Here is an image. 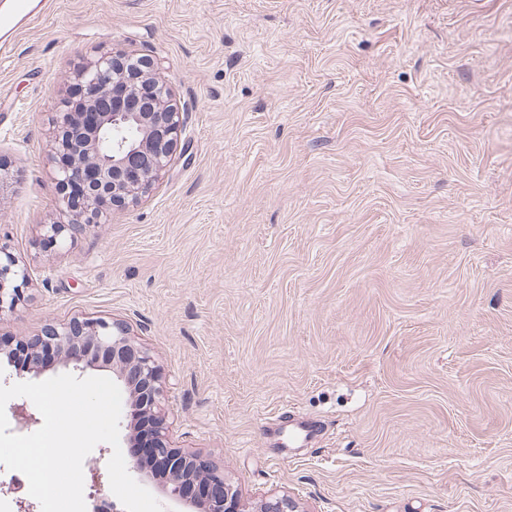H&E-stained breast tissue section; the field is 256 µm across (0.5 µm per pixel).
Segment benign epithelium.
I'll return each mask as SVG.
<instances>
[{"mask_svg":"<svg viewBox=\"0 0 512 512\" xmlns=\"http://www.w3.org/2000/svg\"><path fill=\"white\" fill-rule=\"evenodd\" d=\"M85 108L96 115L83 122L82 113H60L54 153L69 157L55 172L59 203L75 213L67 224H47L51 239L76 235L103 214L136 201L169 169L176 153L182 112L171 88L156 77L154 63L144 56L120 52L102 55L80 66L72 76ZM27 270L0 246V313L21 300ZM52 345L62 366L109 370L133 395L138 414L151 417L155 428L145 452L131 457L136 473L169 478V495L185 496L195 482L203 494L196 512H248L239 491L200 455L174 448L161 412L164 388L158 365L148 349L132 338L131 324L122 319L73 316L47 323L32 346ZM92 512L105 496L101 474L89 470ZM257 512H300L288 494L263 500Z\"/></svg>","mask_w":512,"mask_h":512,"instance_id":"7a95c632","label":"benign epithelium"}]
</instances>
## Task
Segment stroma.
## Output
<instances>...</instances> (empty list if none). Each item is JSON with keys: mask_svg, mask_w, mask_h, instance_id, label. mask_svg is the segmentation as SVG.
Returning a JSON list of instances; mask_svg holds the SVG:
<instances>
[{"mask_svg": "<svg viewBox=\"0 0 512 512\" xmlns=\"http://www.w3.org/2000/svg\"><path fill=\"white\" fill-rule=\"evenodd\" d=\"M0 54V340L131 323L174 447L246 503L512 512V0H31ZM149 56L168 172L75 238L50 140L68 75ZM319 435L285 456L283 410ZM13 255L0 246V313L14 308L21 300L27 270L21 268Z\"/></svg>", "mask_w": 512, "mask_h": 512, "instance_id": "35a3bbf8", "label": "stroma"}]
</instances>
